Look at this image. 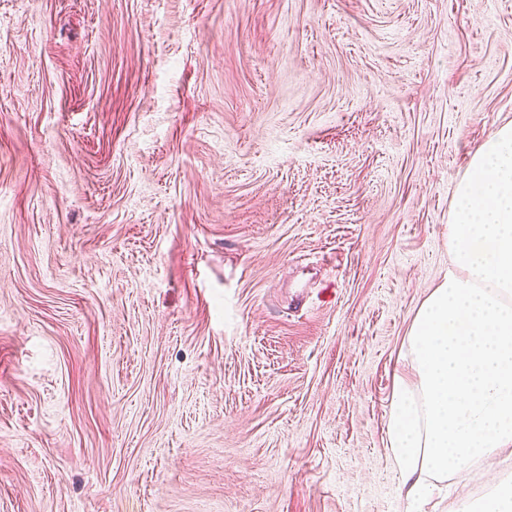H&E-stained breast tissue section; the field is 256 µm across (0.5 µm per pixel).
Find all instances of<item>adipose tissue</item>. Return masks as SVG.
I'll list each match as a JSON object with an SVG mask.
<instances>
[{"label":"adipose tissue","instance_id":"ef3b65f1","mask_svg":"<svg viewBox=\"0 0 512 512\" xmlns=\"http://www.w3.org/2000/svg\"><path fill=\"white\" fill-rule=\"evenodd\" d=\"M451 267L423 302L388 448L408 499L512 450V123L473 153L450 212Z\"/></svg>","mask_w":512,"mask_h":512}]
</instances>
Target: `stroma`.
Instances as JSON below:
<instances>
[{"mask_svg": "<svg viewBox=\"0 0 512 512\" xmlns=\"http://www.w3.org/2000/svg\"><path fill=\"white\" fill-rule=\"evenodd\" d=\"M510 121L512 0H0V512H408L401 354Z\"/></svg>", "mask_w": 512, "mask_h": 512, "instance_id": "stroma-1", "label": "stroma"}]
</instances>
